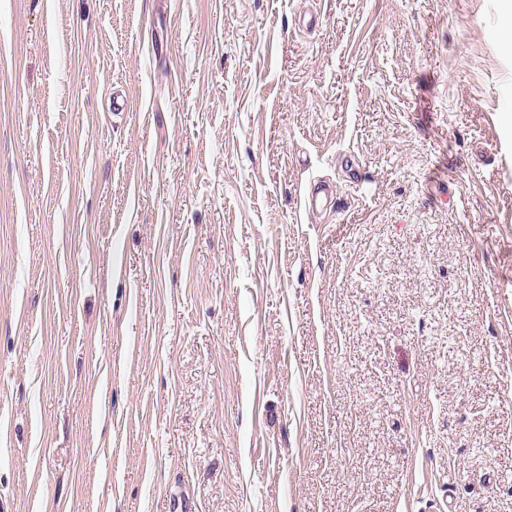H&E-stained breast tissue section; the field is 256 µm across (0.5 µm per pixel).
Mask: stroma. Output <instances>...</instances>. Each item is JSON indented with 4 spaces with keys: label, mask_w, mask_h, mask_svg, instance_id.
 Here are the masks:
<instances>
[{
    "label": "stroma",
    "mask_w": 512,
    "mask_h": 512,
    "mask_svg": "<svg viewBox=\"0 0 512 512\" xmlns=\"http://www.w3.org/2000/svg\"><path fill=\"white\" fill-rule=\"evenodd\" d=\"M507 25L0 0V512H512Z\"/></svg>",
    "instance_id": "stroma-1"
}]
</instances>
